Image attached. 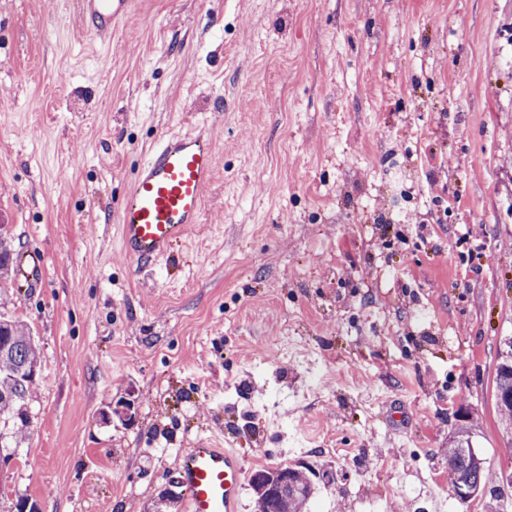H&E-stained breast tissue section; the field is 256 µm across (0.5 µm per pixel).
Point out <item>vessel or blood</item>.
Returning a JSON list of instances; mask_svg holds the SVG:
<instances>
[{"instance_id": "vessel-or-blood-1", "label": "vessel or blood", "mask_w": 512, "mask_h": 512, "mask_svg": "<svg viewBox=\"0 0 512 512\" xmlns=\"http://www.w3.org/2000/svg\"><path fill=\"white\" fill-rule=\"evenodd\" d=\"M134 0H77L82 30L103 41L132 11ZM215 169L208 129L166 133L138 164L117 213L121 248L136 267L166 257L197 223ZM182 512H236L247 471L240 456L203 439L183 449L175 466Z\"/></svg>"}]
</instances>
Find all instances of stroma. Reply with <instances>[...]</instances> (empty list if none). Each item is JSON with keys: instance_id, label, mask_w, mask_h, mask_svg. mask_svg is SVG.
<instances>
[{"instance_id": "stroma-1", "label": "stroma", "mask_w": 512, "mask_h": 512, "mask_svg": "<svg viewBox=\"0 0 512 512\" xmlns=\"http://www.w3.org/2000/svg\"><path fill=\"white\" fill-rule=\"evenodd\" d=\"M202 124L200 222L136 269L114 213ZM0 222L47 265L0 290L42 368L0 512H178L201 438L314 466L308 512H512V0H135L104 45L0 0ZM463 422L499 497L451 491ZM495 375V397L498 411L512 422V336L506 338Z\"/></svg>"}]
</instances>
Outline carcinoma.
<instances>
[{
	"label": "carcinoma",
	"mask_w": 512,
	"mask_h": 512,
	"mask_svg": "<svg viewBox=\"0 0 512 512\" xmlns=\"http://www.w3.org/2000/svg\"><path fill=\"white\" fill-rule=\"evenodd\" d=\"M7 225L0 224V275L9 271L12 250ZM495 375L498 411L512 421V336L504 340ZM39 362L30 329L17 321L0 320V447L27 427L28 400L33 382L26 376L28 367ZM490 463L474 447L465 428L448 442V474L454 475L476 498L487 488ZM256 495V512H304L315 493V484L303 471L279 466L257 471L251 478Z\"/></svg>",
	"instance_id": "1"
}]
</instances>
